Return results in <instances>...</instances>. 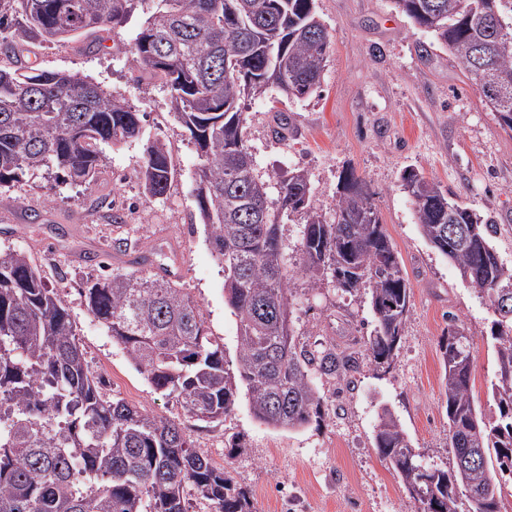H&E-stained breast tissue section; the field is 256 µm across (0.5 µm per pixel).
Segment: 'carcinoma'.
<instances>
[{"instance_id": "1", "label": "carcinoma", "mask_w": 512, "mask_h": 512, "mask_svg": "<svg viewBox=\"0 0 512 512\" xmlns=\"http://www.w3.org/2000/svg\"><path fill=\"white\" fill-rule=\"evenodd\" d=\"M0 34L61 41L103 25L123 26L145 0H14ZM151 14L131 46L141 73L170 92L174 117L200 160L195 198L212 253L224 268V294L236 318L237 373L224 366V343L206 326L186 289L160 277L153 261L87 282L88 311L130 363L183 414L224 418L243 384L255 418L298 430L333 403L324 383L353 384L362 359L397 355L410 313L411 286L399 252L354 171L324 212L308 173L294 170L277 195L255 174L243 133L250 98L277 88L302 100L321 85L330 48L316 0H150ZM434 34L512 131V0H395ZM144 142L139 180L145 194H167L174 177L168 145L145 136L140 114L78 74L25 65L0 69V184L53 171L93 181L101 146ZM421 233L494 314L495 414L470 388V342L458 327L440 344L451 468L422 464L396 413H377L375 447L403 484L422 479L417 512H460L464 484L512 475V264L493 244L497 225L414 168L404 171ZM302 220L293 263L282 227ZM301 288H294L295 281ZM328 280L346 294L368 292L374 328L343 348L309 342L296 326L297 295ZM76 323L32 258L0 251V512H187L188 493L210 512H252L249 491L187 439L181 423L102 394Z\"/></svg>"}]
</instances>
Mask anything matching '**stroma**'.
I'll return each mask as SVG.
<instances>
[{
  "label": "stroma",
  "instance_id": "obj_1",
  "mask_svg": "<svg viewBox=\"0 0 512 512\" xmlns=\"http://www.w3.org/2000/svg\"><path fill=\"white\" fill-rule=\"evenodd\" d=\"M331 48L320 88L291 101L277 89L248 100L245 131L255 172L276 183L289 171H307L323 207L338 197L351 168L365 178L386 231L410 281L411 309L400 349L390 365L363 362L338 415L296 431H278L252 414L239 397L224 419L188 418L184 432L247 488L254 512H416L417 506L374 443L377 413L389 406L425 462L453 461L441 382L440 342L456 321L471 338V390L486 414L495 408L488 388L495 376L493 314L463 283L446 258L422 237L401 174L415 168L460 195L499 230L493 243L512 263V133L502 129L482 94L433 35L416 26L395 0H317ZM144 20L135 12L119 29L101 26L58 43L0 40V69L31 63L80 74L139 112L151 137L169 144L176 175L166 196H145L137 178L143 144L102 149L91 184L47 172L0 186V249L27 252L76 323L85 357L117 396L164 417H177L175 399L155 392L125 350L87 311L82 290L101 270L125 273L149 250L180 259V287L202 306L215 336L235 364L237 324L224 297V272L206 241L195 202L199 164L188 133L172 114L159 81L140 76L125 47ZM120 222H113V215ZM126 239L125 251L112 247ZM301 324L344 341L369 335L366 293L350 296L325 285L299 300Z\"/></svg>",
  "mask_w": 512,
  "mask_h": 512
}]
</instances>
